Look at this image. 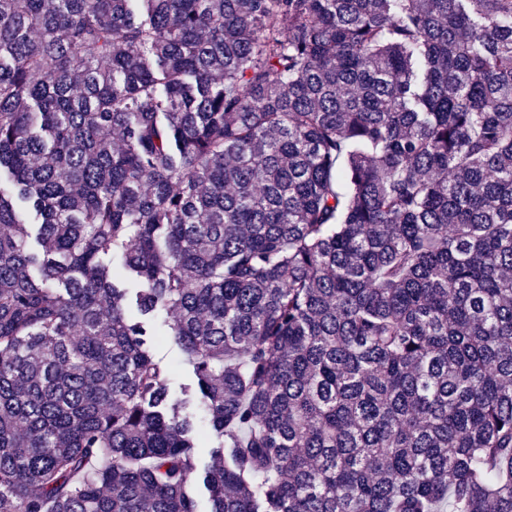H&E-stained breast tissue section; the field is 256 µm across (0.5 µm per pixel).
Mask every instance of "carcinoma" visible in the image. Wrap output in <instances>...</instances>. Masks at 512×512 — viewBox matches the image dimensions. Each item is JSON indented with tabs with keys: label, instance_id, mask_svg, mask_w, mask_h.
Instances as JSON below:
<instances>
[{
	"label": "carcinoma",
	"instance_id": "carcinoma-1",
	"mask_svg": "<svg viewBox=\"0 0 512 512\" xmlns=\"http://www.w3.org/2000/svg\"><path fill=\"white\" fill-rule=\"evenodd\" d=\"M6 177L0 512H512V0H0Z\"/></svg>",
	"mask_w": 512,
	"mask_h": 512
}]
</instances>
